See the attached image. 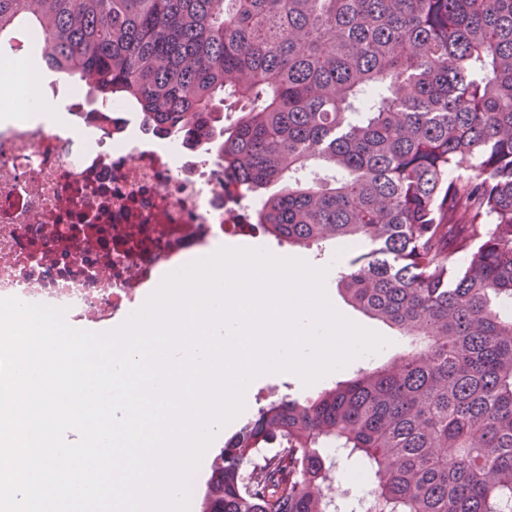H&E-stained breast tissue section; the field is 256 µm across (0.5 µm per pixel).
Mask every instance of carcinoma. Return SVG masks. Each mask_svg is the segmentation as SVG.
Instances as JSON below:
<instances>
[{"mask_svg": "<svg viewBox=\"0 0 512 512\" xmlns=\"http://www.w3.org/2000/svg\"><path fill=\"white\" fill-rule=\"evenodd\" d=\"M94 102L219 142L255 223L357 246L338 292L408 339L316 397L258 407L210 512H512V0H0ZM329 448L342 450L331 456Z\"/></svg>", "mask_w": 512, "mask_h": 512, "instance_id": "1", "label": "carcinoma"}]
</instances>
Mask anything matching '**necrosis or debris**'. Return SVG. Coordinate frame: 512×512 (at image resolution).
<instances>
[{
    "instance_id": "4bbe7bcc",
    "label": "necrosis or debris",
    "mask_w": 512,
    "mask_h": 512,
    "mask_svg": "<svg viewBox=\"0 0 512 512\" xmlns=\"http://www.w3.org/2000/svg\"><path fill=\"white\" fill-rule=\"evenodd\" d=\"M255 204L221 161L73 124L0 127V298L64 309L75 328L124 322L148 287L223 236L256 237Z\"/></svg>"
}]
</instances>
